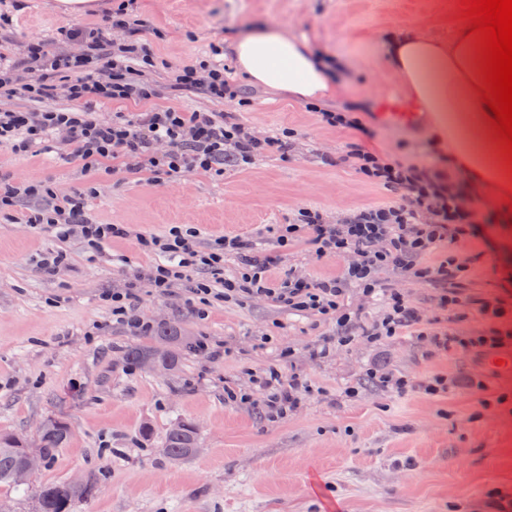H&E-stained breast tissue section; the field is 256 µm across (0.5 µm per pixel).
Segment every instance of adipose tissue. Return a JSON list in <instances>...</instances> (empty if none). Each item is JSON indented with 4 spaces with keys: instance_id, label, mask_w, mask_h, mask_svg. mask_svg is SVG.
I'll use <instances>...</instances> for the list:
<instances>
[{
    "instance_id": "ef3b65f1",
    "label": "adipose tissue",
    "mask_w": 512,
    "mask_h": 512,
    "mask_svg": "<svg viewBox=\"0 0 512 512\" xmlns=\"http://www.w3.org/2000/svg\"><path fill=\"white\" fill-rule=\"evenodd\" d=\"M476 44L463 26L446 42L414 28L388 35L380 49L409 96L429 112L430 129L447 149L453 174L474 190L512 201V166L481 100L485 85ZM233 49L241 72L255 85L309 101H327L346 89L343 62L277 27H254L235 39Z\"/></svg>"
}]
</instances>
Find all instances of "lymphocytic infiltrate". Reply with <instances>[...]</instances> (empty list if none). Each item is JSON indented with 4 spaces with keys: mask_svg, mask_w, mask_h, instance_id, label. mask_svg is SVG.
Returning <instances> with one entry per match:
<instances>
[{
    "mask_svg": "<svg viewBox=\"0 0 512 512\" xmlns=\"http://www.w3.org/2000/svg\"><path fill=\"white\" fill-rule=\"evenodd\" d=\"M113 29L123 33L122 42L107 38L96 24H65L57 30L62 48L49 52L41 44H28L21 59H7L0 52V99L26 98L32 101L65 97L64 110L0 109V146L26 152L48 136L65 147L67 160L77 162L82 172L99 174L104 164L131 177L157 182L189 174H222L225 163H251L266 154L285 153L287 137L258 136L230 112L187 111L170 105L146 107L133 112H116L111 118L100 115L115 102H146L155 90L139 77L151 67L153 52L143 37L141 19L131 17L124 7L109 16ZM176 90H200L221 100L237 91L224 73L223 65H187L174 73ZM343 161L357 174L394 191V199L384 205L363 208L340 222L327 223L321 212L302 208L292 222L281 225L274 251L256 253L253 242L241 237H219L207 247H199L197 228L175 225L161 235H133L125 224H96L85 211L84 193L57 198L48 186L30 184L18 188L0 184V211L14 209L19 197L38 200V207L24 215L31 226L55 229L60 239L80 236L88 249L97 251L118 238L136 237L146 254L163 255L164 263L147 273L151 288L168 294L174 282L189 273L197 278L191 288L200 305L212 299L264 298L289 309L310 312L336 321L333 345L348 346L355 338L375 343L411 330L436 350L455 348L480 357L503 347L505 332L490 328L479 336H441L423 327L417 307L400 291L386 287L378 273L395 267L417 279L448 282L450 289L441 304L455 311L467 304L455 289L464 268L455 256L438 265H424V258L443 241H457L475 235L479 225L494 223L492 214L466 204V185L433 166L414 165L385 157L349 143ZM307 241L317 256H349L350 261L337 277L313 280L285 271L271 277L280 267L289 246ZM237 255L240 269L235 278L224 275V257ZM381 301L384 317L369 324L341 311L340 300L349 288ZM253 391L240 395L241 402H260L277 415L296 408L305 387L299 379H283L277 369L254 376Z\"/></svg>",
    "mask_w": 512,
    "mask_h": 512,
    "instance_id": "lymphocytic-infiltrate-1",
    "label": "lymphocytic infiltrate"
}]
</instances>
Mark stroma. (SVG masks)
Segmentation results:
<instances>
[{"label":"stroma","mask_w":512,"mask_h":512,"mask_svg":"<svg viewBox=\"0 0 512 512\" xmlns=\"http://www.w3.org/2000/svg\"><path fill=\"white\" fill-rule=\"evenodd\" d=\"M60 2L23 0L12 25L0 28V51L18 59L32 42L56 50L57 29L70 18ZM125 2L143 19L157 57L158 104L233 112L256 133L275 136L289 128L295 136L287 155L228 166L220 176L160 182L121 172L102 176L87 199L88 214L101 224L130 225L133 234L93 256L79 238L63 242L52 229L16 224L0 213V430L31 442L51 417L72 430L33 483L65 482L107 465L108 476L84 512H491L489 493L512 498V377L486 376L472 355L427 352L406 332L375 344L357 339L319 358L312 351L335 333L334 321L258 298L215 299L201 316L187 302L185 282L165 296L140 288V315L153 325L146 332L113 323L100 298L155 264V256L138 250L136 234L192 224L200 244L240 235L267 251L276 245V225L298 209L319 210L333 224L353 209L387 202L391 192L341 163L351 141L405 162L438 163L427 125L395 118L416 106L380 41L408 27L450 40L462 22L459 0ZM255 22L279 25L342 58L348 92L317 112L308 102L248 83L230 45ZM216 46L242 100L217 102L199 90L171 95V74L212 59ZM325 111L356 113L369 135L329 126L321 118ZM0 180L18 187L42 181L62 197L82 189L87 178L49 139L26 153L0 150ZM52 250L67 254L53 274L39 265ZM450 252L468 265L465 297L512 307L511 225H485L452 247H439L427 262ZM344 264L317 257L302 242L289 247L283 262L318 280L335 277ZM379 278L407 295L430 331L475 336L490 326L475 308L457 315L443 309L442 284L390 267ZM162 325L220 344L223 352L210 359L183 349L170 372L128 361L126 350L150 345ZM271 366L312 387L287 418L272 422L260 409L225 400V386L249 389L252 375ZM371 368L415 381L441 374L457 385L439 396L418 389L398 395L372 386ZM481 376L486 390L468 387L469 378ZM350 387L356 390L351 397L345 394ZM177 421L195 424L200 450L173 464L161 448Z\"/></svg>","instance_id":"1"}]
</instances>
